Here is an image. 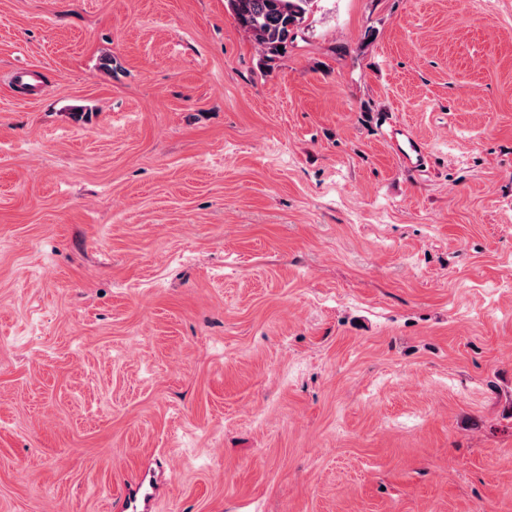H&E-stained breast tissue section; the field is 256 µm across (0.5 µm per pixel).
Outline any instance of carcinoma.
<instances>
[{
    "label": "carcinoma",
    "instance_id": "cac0c4a2",
    "mask_svg": "<svg viewBox=\"0 0 512 512\" xmlns=\"http://www.w3.org/2000/svg\"><path fill=\"white\" fill-rule=\"evenodd\" d=\"M312 0H228L240 27L266 52L279 46L304 22Z\"/></svg>",
    "mask_w": 512,
    "mask_h": 512
}]
</instances>
